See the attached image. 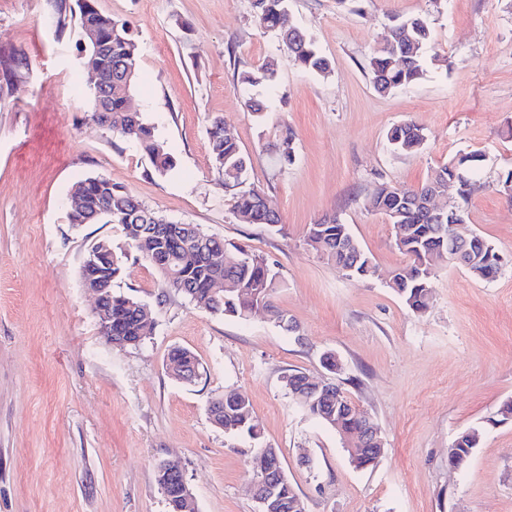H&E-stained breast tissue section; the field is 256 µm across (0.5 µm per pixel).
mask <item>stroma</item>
I'll use <instances>...</instances> for the list:
<instances>
[{
	"label": "stroma",
	"mask_w": 512,
	"mask_h": 512,
	"mask_svg": "<svg viewBox=\"0 0 512 512\" xmlns=\"http://www.w3.org/2000/svg\"><path fill=\"white\" fill-rule=\"evenodd\" d=\"M126 21L140 46L135 109L178 159L149 173L142 152L87 121L90 79L75 18L56 31V0H0V56L26 64L0 94V512H168L156 482L177 463L197 512H256L240 443L208 414L224 390L243 391L279 452L304 512H512V205L498 177L512 169V0H289L332 62L328 75L299 68L254 23L252 0H98ZM429 17L426 74L390 93L373 87L368 60L397 21ZM275 59L268 85L243 88L235 68ZM265 102L263 117L245 106ZM249 154L250 181L281 224H240L209 160L213 118ZM424 125L425 148L395 154L387 131ZM296 160L270 166L280 124ZM483 153L467 205L470 231L502 256L490 280L440 263L424 313L389 285L405 264L388 217L368 198L380 186L418 187L459 152ZM102 176L169 219L235 239L278 274L273 301L247 319L202 311L164 292L158 272L131 256L114 292L147 305L155 328L139 346L100 335L80 268L100 239L123 244L115 224L67 220L68 191ZM338 216L373 258L359 279L306 244L310 224ZM190 350L202 377L166 371ZM341 368L327 371L326 352ZM301 372L337 384L380 427L384 454L355 467L335 429L308 415L285 385ZM480 440L467 464L448 465L461 432Z\"/></svg>",
	"instance_id": "35a3bbf8"
}]
</instances>
